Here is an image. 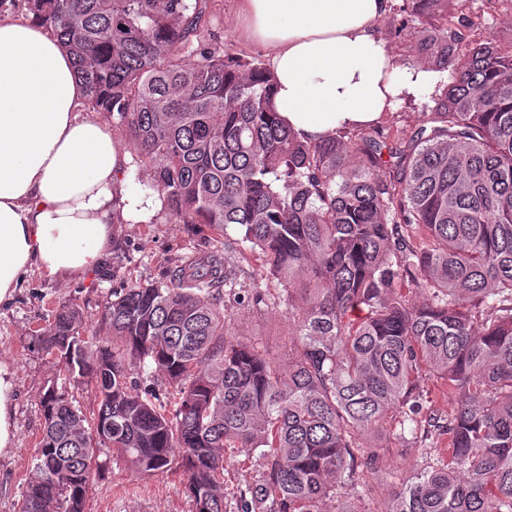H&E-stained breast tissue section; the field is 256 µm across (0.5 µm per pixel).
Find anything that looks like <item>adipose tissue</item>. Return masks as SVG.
<instances>
[{
    "instance_id": "obj_1",
    "label": "adipose tissue",
    "mask_w": 512,
    "mask_h": 512,
    "mask_svg": "<svg viewBox=\"0 0 512 512\" xmlns=\"http://www.w3.org/2000/svg\"><path fill=\"white\" fill-rule=\"evenodd\" d=\"M391 0H236L245 41L270 50L279 118L305 140L368 128L432 74L399 65L379 23ZM73 60L36 20L0 19V302L31 267L63 278L101 266L112 224H148L159 195L129 153L81 117Z\"/></svg>"
}]
</instances>
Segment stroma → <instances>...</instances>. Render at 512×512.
<instances>
[{"mask_svg":"<svg viewBox=\"0 0 512 512\" xmlns=\"http://www.w3.org/2000/svg\"><path fill=\"white\" fill-rule=\"evenodd\" d=\"M407 19L414 22L408 34L399 30ZM381 31L398 64L435 71L431 46L440 32L468 40L491 35L501 46L512 45V0H463L458 6L448 5L447 0H392ZM197 40L236 60L265 62L270 56L267 47L241 39L234 0H208ZM432 106L431 94L405 97L383 120L384 134L393 139L410 137L428 125ZM112 238V255L103 268L63 279L48 278L40 268H31L13 297L0 303V364L12 379L16 427L12 450L0 456V512H20L44 428L40 393L55 386L87 414L97 403L93 383L75 381L55 355L35 343L59 307L77 305L88 332L101 331L114 292L168 282L185 257L203 260L218 253L235 267L243 285L241 295L225 296L222 302L229 334L270 355L288 349V308L277 283L263 277L258 255L225 249L223 237L208 225L182 223L166 208L148 224L113 225ZM255 289L265 294V303L247 301V294ZM98 461L100 469L84 512H194L181 469L143 475L109 447L99 449Z\"/></svg>","mask_w":512,"mask_h":512,"instance_id":"35a3bbf8","label":"stroma"}]
</instances>
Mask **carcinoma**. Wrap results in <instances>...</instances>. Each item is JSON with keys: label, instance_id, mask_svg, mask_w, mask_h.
Listing matches in <instances>:
<instances>
[{"label": "carcinoma", "instance_id": "obj_1", "mask_svg": "<svg viewBox=\"0 0 512 512\" xmlns=\"http://www.w3.org/2000/svg\"><path fill=\"white\" fill-rule=\"evenodd\" d=\"M205 2L27 0L85 107L118 119L153 169L144 189L263 258L285 293L288 361L230 336L221 300L237 282L218 257L114 293L108 345L89 347L63 306L36 342L109 383L90 420L56 388L40 394L21 512H84L107 444L142 474L181 464L195 512H226L235 450L260 468L240 512H319L342 488L360 494L368 471L394 475L383 435L403 450L436 438L385 512H512V49L442 45L437 125L403 146L361 130L311 143L278 122L260 60L194 46ZM150 363L178 395L170 414L130 390Z\"/></svg>", "mask_w": 512, "mask_h": 512}]
</instances>
